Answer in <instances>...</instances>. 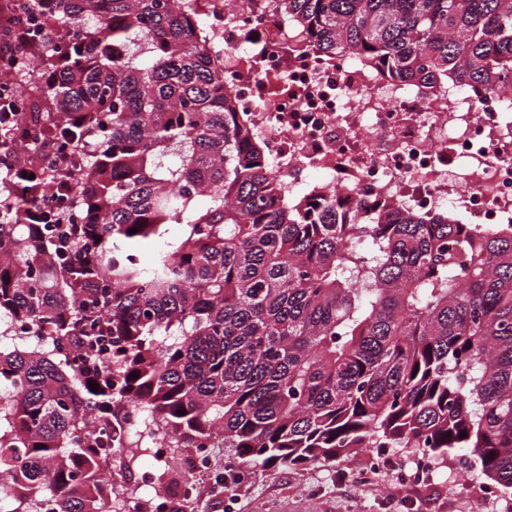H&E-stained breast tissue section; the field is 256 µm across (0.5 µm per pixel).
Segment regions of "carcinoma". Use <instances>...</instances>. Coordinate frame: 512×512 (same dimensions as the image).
<instances>
[{
    "label": "carcinoma",
    "mask_w": 512,
    "mask_h": 512,
    "mask_svg": "<svg viewBox=\"0 0 512 512\" xmlns=\"http://www.w3.org/2000/svg\"><path fill=\"white\" fill-rule=\"evenodd\" d=\"M29 2L44 32L6 66L30 111L0 98V322L28 335L0 345L4 512H117L99 473L150 450L116 430L136 405L226 490L239 466L398 448L464 452L512 495V223L281 204L191 0ZM280 8L321 53L440 98L512 92V0Z\"/></svg>",
    "instance_id": "cac0c4a2"
}]
</instances>
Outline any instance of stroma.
<instances>
[{
	"label": "stroma",
	"mask_w": 512,
	"mask_h": 512,
	"mask_svg": "<svg viewBox=\"0 0 512 512\" xmlns=\"http://www.w3.org/2000/svg\"><path fill=\"white\" fill-rule=\"evenodd\" d=\"M368 452L355 451L337 465L282 468L254 477L224 501L232 512H507L508 499L483 488L460 455L439 461L424 478L403 491L399 471L412 460L398 449L380 478L358 485L353 470L365 468Z\"/></svg>",
	"instance_id": "1"
}]
</instances>
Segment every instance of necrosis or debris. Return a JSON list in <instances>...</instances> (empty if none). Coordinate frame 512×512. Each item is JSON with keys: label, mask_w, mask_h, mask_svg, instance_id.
<instances>
[{"label": "necrosis or debris", "mask_w": 512, "mask_h": 512, "mask_svg": "<svg viewBox=\"0 0 512 512\" xmlns=\"http://www.w3.org/2000/svg\"><path fill=\"white\" fill-rule=\"evenodd\" d=\"M239 111L292 199L339 188L352 215L381 202L512 222V93L439 101L349 56L313 50L279 0H197ZM321 171L311 184L301 175Z\"/></svg>", "instance_id": "4bbe7bcc"}]
</instances>
